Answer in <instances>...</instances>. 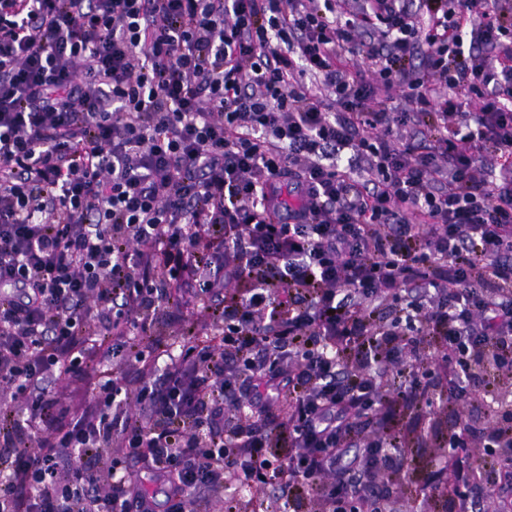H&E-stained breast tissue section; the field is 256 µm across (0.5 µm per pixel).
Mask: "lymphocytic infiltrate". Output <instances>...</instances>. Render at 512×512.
Here are the masks:
<instances>
[{
    "instance_id": "lymphocytic-infiltrate-1",
    "label": "lymphocytic infiltrate",
    "mask_w": 512,
    "mask_h": 512,
    "mask_svg": "<svg viewBox=\"0 0 512 512\" xmlns=\"http://www.w3.org/2000/svg\"><path fill=\"white\" fill-rule=\"evenodd\" d=\"M344 4L0 0V512H389L398 425L512 382V28ZM173 311L212 333L113 376ZM430 445L423 502L512 512V400ZM235 487L236 486H232L231 489H226L224 486V491H221V493L209 492L206 493V497L211 500H216L223 495L224 502L225 499H235L241 501L242 504L246 501H250L252 507L248 510L249 512H271L267 511V507L280 495V490L276 486H268L258 493L239 488L234 490Z\"/></svg>"
}]
</instances>
